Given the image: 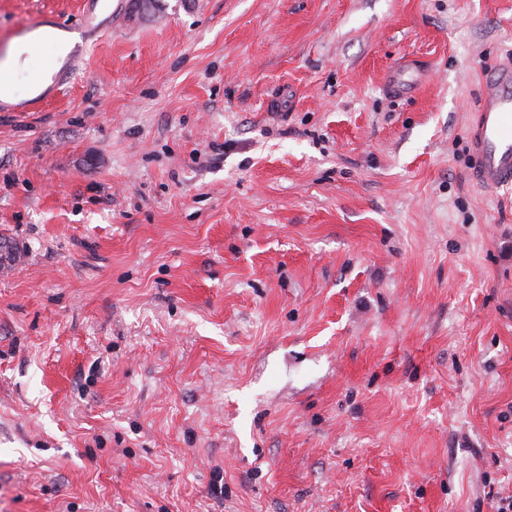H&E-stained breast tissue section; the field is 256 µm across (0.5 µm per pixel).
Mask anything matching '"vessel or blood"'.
I'll return each instance as SVG.
<instances>
[{"mask_svg": "<svg viewBox=\"0 0 512 512\" xmlns=\"http://www.w3.org/2000/svg\"><path fill=\"white\" fill-rule=\"evenodd\" d=\"M83 48L70 50L66 69H55L54 53H47L43 67L51 72L56 86L70 82ZM414 61H404L385 80L386 92L405 95L408 86L401 74L417 70ZM482 91L477 119L467 139L473 166L471 179L479 186L496 192L512 194V57L493 65L481 74Z\"/></svg>", "mask_w": 512, "mask_h": 512, "instance_id": "obj_1", "label": "vessel or blood"}]
</instances>
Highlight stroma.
Wrapping results in <instances>:
<instances>
[{
	"mask_svg": "<svg viewBox=\"0 0 512 512\" xmlns=\"http://www.w3.org/2000/svg\"><path fill=\"white\" fill-rule=\"evenodd\" d=\"M83 14L0 111V512H496L512 198L467 132L512 0H0V45ZM44 38L53 40L54 44L60 50V56L64 57L71 47V35L65 33L60 30H55L52 28H45ZM85 47L78 46L75 49H71L68 53V66L65 70H57L54 71V63H55V53L53 50H50L43 63V68L52 73V77L55 81V85L53 88V93H56L61 90V87L70 82L74 73L77 70V63L81 59L84 54ZM421 66L413 60H405L400 63L385 80L384 88L386 92L393 96H404L408 92V86L401 77V72L405 71H419Z\"/></svg>",
	"mask_w": 512,
	"mask_h": 512,
	"instance_id": "stroma-1",
	"label": "stroma"
}]
</instances>
